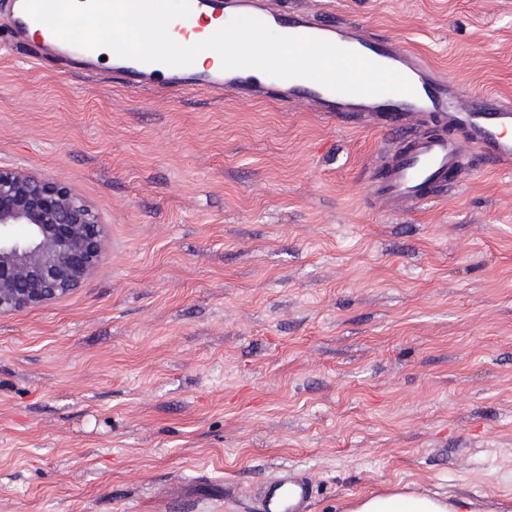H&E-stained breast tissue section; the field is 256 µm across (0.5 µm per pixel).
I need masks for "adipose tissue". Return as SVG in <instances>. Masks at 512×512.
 Instances as JSON below:
<instances>
[{
    "label": "adipose tissue",
    "instance_id": "ef3b65f1",
    "mask_svg": "<svg viewBox=\"0 0 512 512\" xmlns=\"http://www.w3.org/2000/svg\"><path fill=\"white\" fill-rule=\"evenodd\" d=\"M66 9L54 17L57 28L66 36H73L78 28L97 27L101 37L99 56L111 57L115 46L131 45L126 21L108 15L99 16L89 0H66ZM348 512H471L466 500L451 502L426 495L393 491L384 495H370L355 500Z\"/></svg>",
    "mask_w": 512,
    "mask_h": 512
}]
</instances>
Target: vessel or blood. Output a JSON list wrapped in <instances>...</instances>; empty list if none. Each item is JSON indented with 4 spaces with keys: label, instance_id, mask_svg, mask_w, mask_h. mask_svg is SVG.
Masks as SVG:
<instances>
[{
    "label": "vessel or blood",
    "instance_id": "obj_1",
    "mask_svg": "<svg viewBox=\"0 0 512 512\" xmlns=\"http://www.w3.org/2000/svg\"><path fill=\"white\" fill-rule=\"evenodd\" d=\"M180 22L172 30L182 45L197 42V25L212 14L218 25L233 17L252 16L283 35L330 40L379 65L395 69L411 82L409 94L359 96L333 92L307 79L281 80L251 69L171 67L116 58L113 75L132 90L165 92L201 90L215 97L281 104H302L311 111L340 120L369 117L387 130L403 134L401 148L378 162L379 199L397 211L437 200L453 188L470 152L504 170L512 169V102L489 93H474L437 74L430 62L401 40L369 31L354 21H336L286 0H176ZM112 12L146 24L153 19V0H112ZM53 0H20L0 43H17L30 32L42 47L58 50L65 35L52 22ZM438 126L429 134L407 127L409 118ZM315 486L306 473L286 467L266 479L258 492L259 512H311Z\"/></svg>",
    "mask_w": 512,
    "mask_h": 512
}]
</instances>
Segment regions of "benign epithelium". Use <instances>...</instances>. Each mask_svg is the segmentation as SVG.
I'll return each mask as SVG.
<instances>
[{
    "label": "benign epithelium",
    "mask_w": 512,
    "mask_h": 512,
    "mask_svg": "<svg viewBox=\"0 0 512 512\" xmlns=\"http://www.w3.org/2000/svg\"><path fill=\"white\" fill-rule=\"evenodd\" d=\"M22 226L21 237L13 228ZM97 214L67 186L0 168V315L59 300L96 266Z\"/></svg>",
    "instance_id": "1"
}]
</instances>
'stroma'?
Wrapping results in <instances>:
<instances>
[{
    "instance_id": "1",
    "label": "stroma",
    "mask_w": 512,
    "mask_h": 512,
    "mask_svg": "<svg viewBox=\"0 0 512 512\" xmlns=\"http://www.w3.org/2000/svg\"><path fill=\"white\" fill-rule=\"evenodd\" d=\"M512 99V0H297ZM0 47V167L103 226L61 300L0 316V512H313L398 488L512 512V174L388 211L367 118L138 94ZM315 486L306 473L282 468L258 492L259 512H311Z\"/></svg>"
}]
</instances>
